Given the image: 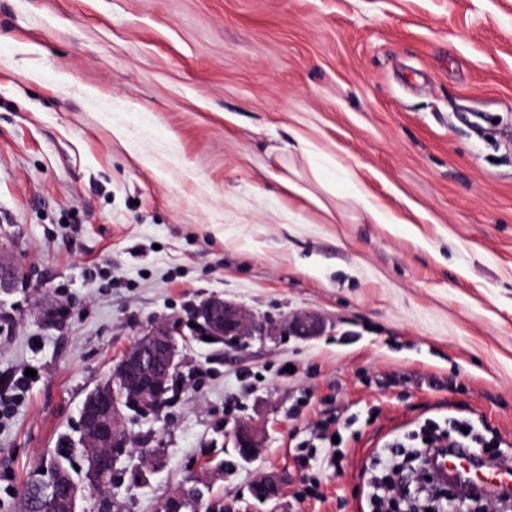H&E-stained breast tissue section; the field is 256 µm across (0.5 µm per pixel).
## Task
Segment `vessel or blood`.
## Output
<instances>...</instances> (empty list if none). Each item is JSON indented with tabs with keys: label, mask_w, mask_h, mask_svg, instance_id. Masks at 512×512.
<instances>
[{
	"label": "vessel or blood",
	"mask_w": 512,
	"mask_h": 512,
	"mask_svg": "<svg viewBox=\"0 0 512 512\" xmlns=\"http://www.w3.org/2000/svg\"><path fill=\"white\" fill-rule=\"evenodd\" d=\"M438 462L445 478L462 490L500 499L512 497V463L481 461L466 448L441 452Z\"/></svg>",
	"instance_id": "1"
}]
</instances>
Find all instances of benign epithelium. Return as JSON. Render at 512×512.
I'll return each mask as SVG.
<instances>
[{"label": "benign epithelium", "instance_id": "benign-epithelium-1", "mask_svg": "<svg viewBox=\"0 0 512 512\" xmlns=\"http://www.w3.org/2000/svg\"><path fill=\"white\" fill-rule=\"evenodd\" d=\"M23 280L18 267L0 252V293L12 291ZM190 318L195 336H207L214 343L241 348L250 341L275 336L309 339L322 333L321 317L315 313H294L280 320L257 316L239 303L211 295L196 305ZM181 321L163 318L153 321L116 362L104 383L85 397L80 412V445L90 449L91 481L82 486L48 484L42 495L40 512H77L78 501L118 470L128 441L122 429L121 406H134L148 414L168 398L180 366L178 337ZM239 458L250 463L264 448L262 423L254 418L239 421L233 429ZM285 481L277 473H265L251 485V495L264 502L283 496Z\"/></svg>", "mask_w": 512, "mask_h": 512}]
</instances>
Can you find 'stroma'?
<instances>
[{"label": "stroma", "instance_id": "1", "mask_svg": "<svg viewBox=\"0 0 512 512\" xmlns=\"http://www.w3.org/2000/svg\"><path fill=\"white\" fill-rule=\"evenodd\" d=\"M302 138L400 229L324 194ZM0 250L24 273L0 394L25 385L0 512L165 316L189 334L176 394L124 423L163 457L122 463L112 512H377L392 443L427 425L512 458V0H0ZM213 294L325 328L210 344L188 319ZM257 415L245 463L231 432ZM269 471L288 485L264 504ZM234 448L246 463L260 457L264 446L262 423L254 418L239 421L233 429ZM285 481L277 473H265L257 477L251 485V495L260 502H277L283 496ZM264 496V500H261Z\"/></svg>", "mask_w": 512, "mask_h": 512}]
</instances>
